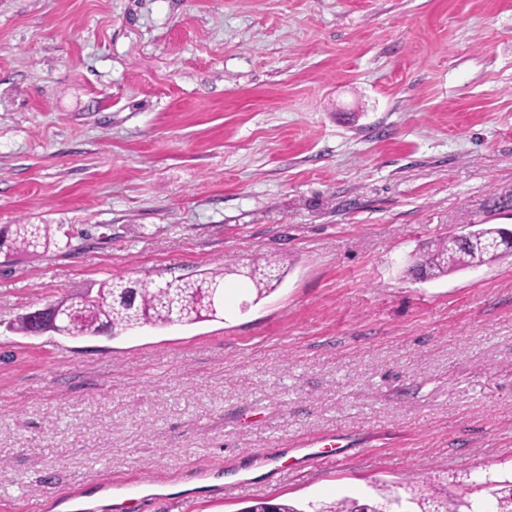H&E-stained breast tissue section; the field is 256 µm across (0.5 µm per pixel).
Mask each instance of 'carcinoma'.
<instances>
[{
	"label": "carcinoma",
	"instance_id": "1",
	"mask_svg": "<svg viewBox=\"0 0 512 512\" xmlns=\"http://www.w3.org/2000/svg\"><path fill=\"white\" fill-rule=\"evenodd\" d=\"M50 224H11L0 229V256L9 263L19 255L32 256L50 247ZM512 232L501 227H480L468 233V239L448 236L434 241L415 253L414 270L428 278L444 276L452 271L482 265L512 252L508 239ZM237 274V267L227 264L222 270L202 272L192 278L163 281L104 282L96 295H82L68 299L79 309V316H63L56 323L57 334L77 338L95 336L103 327L119 335L142 325H192L218 320L224 313L217 302V292L224 291V280ZM256 292V300L268 296L283 281L285 272L267 259L253 261L245 272ZM419 512H512V481L495 484L486 503L462 500L456 508L433 497H412ZM403 507L401 498L381 497L379 500L360 501L344 497L332 506H323L318 512H386L391 506ZM243 512H301L287 502L260 500Z\"/></svg>",
	"mask_w": 512,
	"mask_h": 512
}]
</instances>
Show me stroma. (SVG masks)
Instances as JSON below:
<instances>
[{"label": "stroma", "mask_w": 512, "mask_h": 512, "mask_svg": "<svg viewBox=\"0 0 512 512\" xmlns=\"http://www.w3.org/2000/svg\"><path fill=\"white\" fill-rule=\"evenodd\" d=\"M497 210L511 228L512 0H0V227L56 229L0 264V512L485 498L512 478V256L408 267ZM262 257L281 284L227 277L219 320L11 330ZM68 311V310H66ZM56 307H47L33 309L26 314L30 319L37 323L40 330H43L50 322L54 321L60 313L66 312ZM12 329L19 334L32 336L33 331H37L40 334V330L27 318L18 316L15 323L12 325Z\"/></svg>", "instance_id": "1"}]
</instances>
